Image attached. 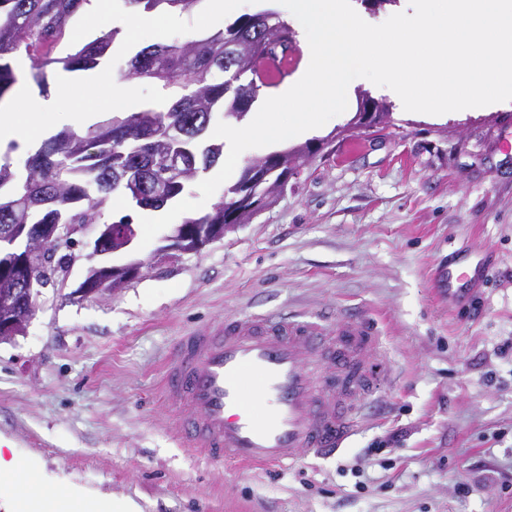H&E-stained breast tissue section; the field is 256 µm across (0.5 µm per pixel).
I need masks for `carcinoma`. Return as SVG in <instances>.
<instances>
[{"mask_svg": "<svg viewBox=\"0 0 512 512\" xmlns=\"http://www.w3.org/2000/svg\"><path fill=\"white\" fill-rule=\"evenodd\" d=\"M90 0H0V98L17 82L10 55L23 53L29 75L40 93L47 92L49 71L57 65L69 72L109 66V49L118 31L84 44L77 52L55 57L53 52L75 38L71 19ZM134 10H173L190 13L201 0H123ZM290 48L288 26L272 11L246 14L207 35L184 41L157 43L138 51L119 68L120 81L146 79L164 91L163 100L124 117H114L84 134L63 130L27 156L23 168L0 163V225L96 224L110 195L119 192L142 209H161L179 197L196 178L192 174L170 182L166 198L143 195L113 183L112 154L122 164L147 174L152 151L164 145L170 126L185 135L176 144L192 154L205 171L223 154V144L204 143L199 123L209 129L217 113L238 117L255 101L253 83L260 57ZM234 182L224 197L204 215L186 224H222L235 204Z\"/></svg>", "mask_w": 512, "mask_h": 512, "instance_id": "1", "label": "carcinoma"}]
</instances>
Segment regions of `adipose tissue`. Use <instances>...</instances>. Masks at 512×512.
Instances as JSON below:
<instances>
[{
    "instance_id": "1",
    "label": "adipose tissue",
    "mask_w": 512,
    "mask_h": 512,
    "mask_svg": "<svg viewBox=\"0 0 512 512\" xmlns=\"http://www.w3.org/2000/svg\"><path fill=\"white\" fill-rule=\"evenodd\" d=\"M23 106L19 112L0 113V146L14 141L34 140L43 130V117L59 112L57 101L29 92H20ZM61 120H69V113L59 112ZM38 460L20 464L15 452L0 447V505L5 512H140L136 502L110 494L93 493L64 480H56L54 486L39 485L25 493L17 492L21 475L40 473Z\"/></svg>"
}]
</instances>
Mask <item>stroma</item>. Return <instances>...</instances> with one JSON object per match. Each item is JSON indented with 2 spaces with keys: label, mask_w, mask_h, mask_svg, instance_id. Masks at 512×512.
I'll use <instances>...</instances> for the list:
<instances>
[{
  "label": "stroma",
  "mask_w": 512,
  "mask_h": 512,
  "mask_svg": "<svg viewBox=\"0 0 512 512\" xmlns=\"http://www.w3.org/2000/svg\"><path fill=\"white\" fill-rule=\"evenodd\" d=\"M200 0L160 30L122 0L79 11L76 40L116 32L109 58L232 24ZM62 123L89 127L158 102L137 81L132 102L99 70H56L48 86ZM387 103L385 127L353 129L362 98ZM307 148L271 209L201 252L143 248L103 258L76 234L72 261L41 289L24 333L0 341V433L19 459H39L86 489L128 497L142 512H512V100L495 109L408 112L356 81L346 111L303 138L245 150ZM490 265L458 305L436 286L454 251ZM144 261L104 295L79 296L90 268ZM243 310L364 317L386 351L389 381L337 457L256 470L183 448L163 376L180 336Z\"/></svg>",
  "instance_id": "1"
}]
</instances>
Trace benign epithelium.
<instances>
[{
  "label": "benign epithelium",
  "instance_id": "7a95c632",
  "mask_svg": "<svg viewBox=\"0 0 512 512\" xmlns=\"http://www.w3.org/2000/svg\"><path fill=\"white\" fill-rule=\"evenodd\" d=\"M384 107L368 98L361 101L357 117L352 122L355 128H377L384 118ZM295 153L267 155L248 165V177L242 185L243 197L247 199L246 215L230 211L224 224H179L172 235L166 238V249L182 253L198 252L210 242L253 220L262 211L271 207L288 186L294 173ZM156 167L162 177L167 178L184 169L193 167L186 157L165 151L156 157ZM73 231L69 224H3L0 226V340L9 339L23 332L26 323L35 311L38 288L45 284L42 263L56 255ZM133 226L123 231H113L105 224L95 239L98 254L117 253L132 242ZM143 262L133 261L122 266L121 277L111 283V268L102 266L93 269L80 292L87 295L120 287L135 278Z\"/></svg>",
  "mask_w": 512,
  "mask_h": 512
}]
</instances>
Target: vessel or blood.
<instances>
[{"label": "vessel or blood", "instance_id": "1", "mask_svg": "<svg viewBox=\"0 0 512 512\" xmlns=\"http://www.w3.org/2000/svg\"><path fill=\"white\" fill-rule=\"evenodd\" d=\"M484 260L448 266V293L483 287ZM383 347L365 319L242 313L180 337L164 378L183 443L211 460L294 466L330 458L359 431L385 378Z\"/></svg>", "mask_w": 512, "mask_h": 512}]
</instances>
